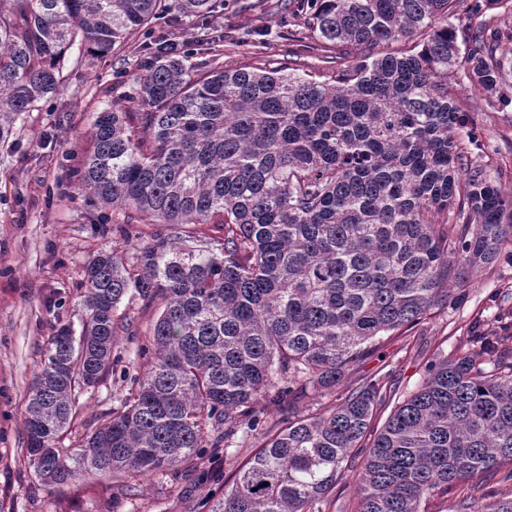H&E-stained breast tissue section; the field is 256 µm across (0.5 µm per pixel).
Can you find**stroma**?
Returning a JSON list of instances; mask_svg holds the SVG:
<instances>
[{"mask_svg":"<svg viewBox=\"0 0 512 512\" xmlns=\"http://www.w3.org/2000/svg\"><path fill=\"white\" fill-rule=\"evenodd\" d=\"M302 0H224L214 22L218 32L234 36L216 51L197 50L199 23L191 17L164 22L169 37L183 44L188 65L279 67L292 50H303L299 68L323 74V42L307 26ZM141 54L130 44L94 59L71 49L57 90L16 124L11 144H0V512H211L232 486L230 476L257 450L252 436L228 461L207 450L195 463L168 475L86 478L68 485L41 484L25 457L23 416L41 354L63 324L80 330L86 314L84 267L90 257L117 250L130 258L134 249L157 235L215 236L212 224H125L101 209L80 188V167L95 112L122 106L136 88ZM448 88L470 122L461 141L491 179L512 183V101L486 94L462 69ZM157 307L133 300L129 329L113 350L117 370L96 387L80 393L77 418L58 445L76 448L85 429L101 414L120 407L143 375L150 327ZM503 315L512 326V257L475 274L469 297L426 317L406 333L384 337L378 349L352 369L340 391L364 379L390 373L395 400L416 389L426 363L459 351L475 318ZM361 457L344 462L329 495L327 512H357Z\"/></svg>","mask_w":512,"mask_h":512,"instance_id":"obj_1","label":"stroma"}]
</instances>
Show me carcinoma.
I'll return each instance as SVG.
<instances>
[{"instance_id":"1","label":"carcinoma","mask_w":512,"mask_h":512,"mask_svg":"<svg viewBox=\"0 0 512 512\" xmlns=\"http://www.w3.org/2000/svg\"><path fill=\"white\" fill-rule=\"evenodd\" d=\"M216 0H0V140L56 90L76 44L94 57L144 39L127 105L92 123L81 189L130 224H214L218 247L159 237L132 261L85 267L80 336L60 326L24 415L26 458L47 486L85 477L165 474L204 448H231L273 408L278 426L233 474L211 512H326L337 475L369 440L359 512H422L423 501L501 475L512 483V355L494 326L429 363L391 410L374 375L320 415L299 392L327 395L381 338L463 303L473 274L512 245V187L472 166L448 91L460 66L495 95L505 84L498 33L478 24L460 48L448 15L480 0H316L308 24L355 50L319 81L291 66H187L166 51L163 13L208 29ZM401 41L392 52L378 47ZM451 212L454 222L437 214ZM159 306L138 390L71 453L55 442L80 390L113 369L129 291ZM289 386L282 387L280 383ZM455 512H512V492Z\"/></svg>"}]
</instances>
